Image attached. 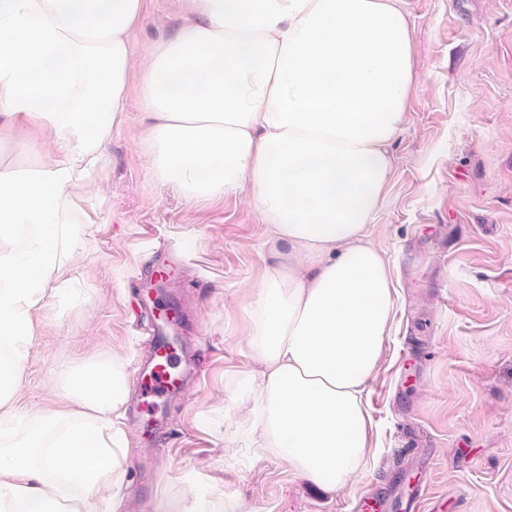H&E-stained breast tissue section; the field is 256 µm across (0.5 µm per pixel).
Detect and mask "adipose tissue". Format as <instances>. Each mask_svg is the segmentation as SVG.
Masks as SVG:
<instances>
[{"label": "adipose tissue", "mask_w": 512, "mask_h": 512, "mask_svg": "<svg viewBox=\"0 0 512 512\" xmlns=\"http://www.w3.org/2000/svg\"><path fill=\"white\" fill-rule=\"evenodd\" d=\"M145 0H0V512H121L126 400L116 360L69 369L68 411L14 399L49 299L71 297L92 187L126 110ZM140 72L155 179L190 202L251 189L273 259L248 302L251 404L235 442L326 490L366 470L369 384L397 288L371 227L417 73L402 0H188ZM160 512H235L200 477Z\"/></svg>", "instance_id": "obj_1"}]
</instances>
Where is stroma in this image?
Wrapping results in <instances>:
<instances>
[{
	"instance_id": "35a3bbf8",
	"label": "stroma",
	"mask_w": 512,
	"mask_h": 512,
	"mask_svg": "<svg viewBox=\"0 0 512 512\" xmlns=\"http://www.w3.org/2000/svg\"><path fill=\"white\" fill-rule=\"evenodd\" d=\"M418 82L394 140L395 173L373 225L400 300L368 403L375 446L367 473L326 491L271 456L228 448L245 417L237 384L253 369L244 308L270 257L249 191L186 202L154 178L130 91L95 189L76 198L84 245L78 300L39 322L15 405L63 409V370L94 356L125 368L119 423L129 448L125 512H157L186 494L190 472L240 512H350L366 491L423 478L436 512H512V0H403ZM185 0H148L130 33L137 59L173 35ZM183 264L169 286L183 310L199 382L170 396L166 422L140 411L153 265Z\"/></svg>"
}]
</instances>
